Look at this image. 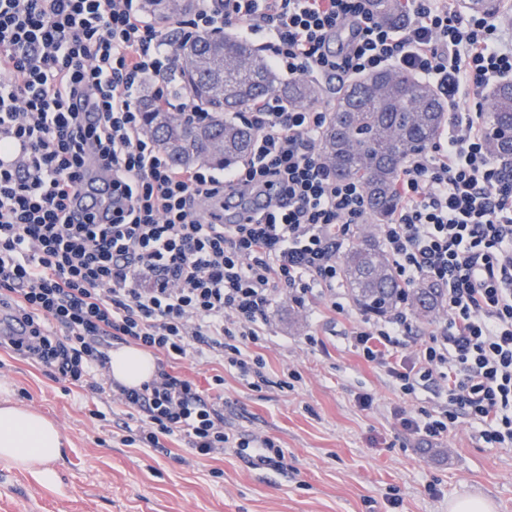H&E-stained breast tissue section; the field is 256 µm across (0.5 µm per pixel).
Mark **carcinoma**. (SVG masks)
I'll list each match as a JSON object with an SVG mask.
<instances>
[{"label":"carcinoma","instance_id":"obj_1","mask_svg":"<svg viewBox=\"0 0 512 512\" xmlns=\"http://www.w3.org/2000/svg\"><path fill=\"white\" fill-rule=\"evenodd\" d=\"M148 12L175 21L189 13L193 0H144ZM469 11L491 16L512 13L504 0H460ZM382 21H402L399 0H370ZM190 47L198 57L193 68L183 65L180 91L211 112L202 124L159 121L168 105L147 95L141 100L144 127L174 164L205 163L228 167L250 154L252 130L235 121L242 112L270 93L288 106L307 108L318 97L307 80L283 82L269 69L252 45L238 37L217 43L197 36ZM485 124L494 157L512 169V82L492 90L486 101ZM448 107L435 88L402 70H383L359 76L336 93L320 139V151L339 178L356 177L366 189L374 223L386 222L397 205L395 183L405 160L424 151L440 135ZM346 287L355 304L376 314L389 312L402 294L385 251L369 236L342 256ZM413 310L432 318L444 307L437 288L423 281L408 290Z\"/></svg>","mask_w":512,"mask_h":512}]
</instances>
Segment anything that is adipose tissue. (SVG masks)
Listing matches in <instances>:
<instances>
[{
  "label": "adipose tissue",
  "mask_w": 512,
  "mask_h": 512,
  "mask_svg": "<svg viewBox=\"0 0 512 512\" xmlns=\"http://www.w3.org/2000/svg\"><path fill=\"white\" fill-rule=\"evenodd\" d=\"M155 373L154 356L137 346L111 352L110 375L115 381L137 387ZM64 436L59 427L41 414L0 404V461L34 474L47 487L57 480L53 468L61 454Z\"/></svg>",
  "instance_id": "1"
}]
</instances>
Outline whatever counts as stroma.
<instances>
[{
  "instance_id": "obj_1",
  "label": "stroma",
  "mask_w": 512,
  "mask_h": 512,
  "mask_svg": "<svg viewBox=\"0 0 512 512\" xmlns=\"http://www.w3.org/2000/svg\"><path fill=\"white\" fill-rule=\"evenodd\" d=\"M323 306L285 298L271 309L261 354L272 383L262 390L216 363L179 367L203 388L223 374L227 427L275 438L288 458L282 474L233 454L196 459L175 444L166 454L123 445L99 418L110 400L0 349V401L41 413L67 437L54 487L0 462V512H448L466 497L512 512V447H488L464 418L438 442L410 435L399 416H420L432 391L394 388L384 368L348 347L351 320ZM289 367L301 378L287 390L278 381ZM364 394L371 408L360 407Z\"/></svg>"
}]
</instances>
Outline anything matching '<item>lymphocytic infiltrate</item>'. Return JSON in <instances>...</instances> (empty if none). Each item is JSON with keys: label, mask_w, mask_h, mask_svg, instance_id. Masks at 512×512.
<instances>
[{"label": "lymphocytic infiltrate", "mask_w": 512, "mask_h": 512, "mask_svg": "<svg viewBox=\"0 0 512 512\" xmlns=\"http://www.w3.org/2000/svg\"><path fill=\"white\" fill-rule=\"evenodd\" d=\"M139 2L0 0V308L28 328L0 345L109 397L125 445L161 452L170 440L198 457L230 450L287 467L274 438L226 429L223 374L256 391L268 384L254 349L284 294L300 304L315 291L330 312L353 315L341 300V252L367 219L364 186L337 179L321 156L322 110L272 94L239 113L256 131L250 157L217 174L202 163L172 167L138 108L152 77L173 111L207 119L177 99L181 42L232 26L262 30L269 65L289 79L405 70L445 99L447 137L404 162L399 205L378 227L404 287L424 279L442 288V322L414 337L404 304L356 317L347 342L403 394L434 389L432 412L403 418L411 435L443 439L464 416L486 444L511 447L512 172L497 166L481 112L459 109L512 77L496 21L460 13L456 0H402L396 25L367 0H196L166 38ZM80 95L94 98L98 122L75 110ZM94 160L111 178L112 219L90 213L76 224L69 211ZM246 193L268 195V209L244 222L206 210ZM120 344L156 354L150 381L131 388L110 378ZM191 358L221 364L209 388L176 372Z\"/></svg>", "instance_id": "1"}]
</instances>
